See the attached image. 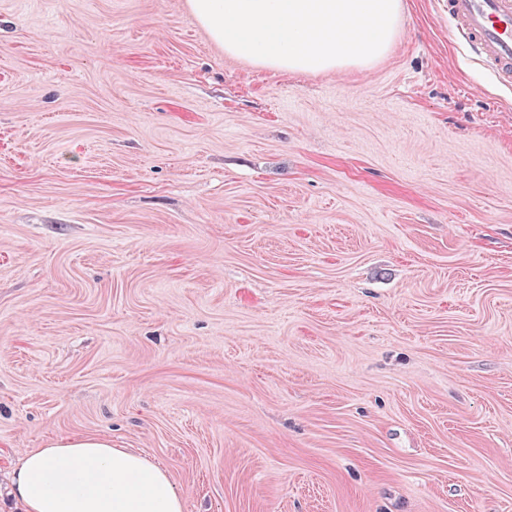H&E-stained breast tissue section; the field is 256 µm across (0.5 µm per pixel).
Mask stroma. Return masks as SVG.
Here are the masks:
<instances>
[{
    "mask_svg": "<svg viewBox=\"0 0 512 512\" xmlns=\"http://www.w3.org/2000/svg\"><path fill=\"white\" fill-rule=\"evenodd\" d=\"M449 28L292 74L186 0H0V512L71 434L184 512H512V87Z\"/></svg>",
    "mask_w": 512,
    "mask_h": 512,
    "instance_id": "35a3bbf8",
    "label": "stroma"
}]
</instances>
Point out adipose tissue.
<instances>
[{
	"label": "adipose tissue",
	"instance_id": "adipose-tissue-1",
	"mask_svg": "<svg viewBox=\"0 0 512 512\" xmlns=\"http://www.w3.org/2000/svg\"><path fill=\"white\" fill-rule=\"evenodd\" d=\"M11 493L25 512H183L167 471L110 439L81 435L27 453Z\"/></svg>",
	"mask_w": 512,
	"mask_h": 512
}]
</instances>
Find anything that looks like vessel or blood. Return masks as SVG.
Here are the masks:
<instances>
[{"label":"vessel or blood","mask_w":512,"mask_h":512,"mask_svg":"<svg viewBox=\"0 0 512 512\" xmlns=\"http://www.w3.org/2000/svg\"><path fill=\"white\" fill-rule=\"evenodd\" d=\"M454 40L467 47L492 79L512 86V0H447Z\"/></svg>","instance_id":"vessel-or-blood-1"}]
</instances>
